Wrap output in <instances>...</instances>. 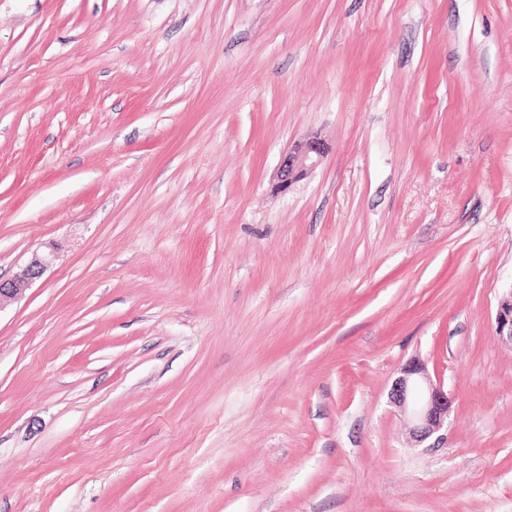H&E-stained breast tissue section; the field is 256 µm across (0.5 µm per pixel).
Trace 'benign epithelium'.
<instances>
[{
    "label": "benign epithelium",
    "mask_w": 512,
    "mask_h": 512,
    "mask_svg": "<svg viewBox=\"0 0 512 512\" xmlns=\"http://www.w3.org/2000/svg\"><path fill=\"white\" fill-rule=\"evenodd\" d=\"M325 155V147L317 139L289 149L276 172L277 183L287 190L293 183L317 168ZM51 263V255L35 254L27 266L10 280H0V307L22 295L29 283L42 276ZM497 335L512 344V289L499 302L496 316ZM390 403L410 415L414 422L411 437L422 443L437 436L448 425V393L433 384L422 364H412L401 371L389 393Z\"/></svg>",
    "instance_id": "obj_1"
}]
</instances>
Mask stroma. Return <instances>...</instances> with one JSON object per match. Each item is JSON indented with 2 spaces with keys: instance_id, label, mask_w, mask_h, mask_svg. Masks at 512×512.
Segmentation results:
<instances>
[{
  "instance_id": "1",
  "label": "stroma",
  "mask_w": 512,
  "mask_h": 512,
  "mask_svg": "<svg viewBox=\"0 0 512 512\" xmlns=\"http://www.w3.org/2000/svg\"><path fill=\"white\" fill-rule=\"evenodd\" d=\"M51 246L0 512H512V0H0V278ZM324 155V144L317 139L289 149L283 155L276 172L279 187L285 191L293 183L307 176L321 164ZM495 323L497 335L512 346V287L499 302ZM391 404L414 422L411 437L422 443L448 428V394L431 381L422 364L408 365L394 381L389 393Z\"/></svg>"
}]
</instances>
